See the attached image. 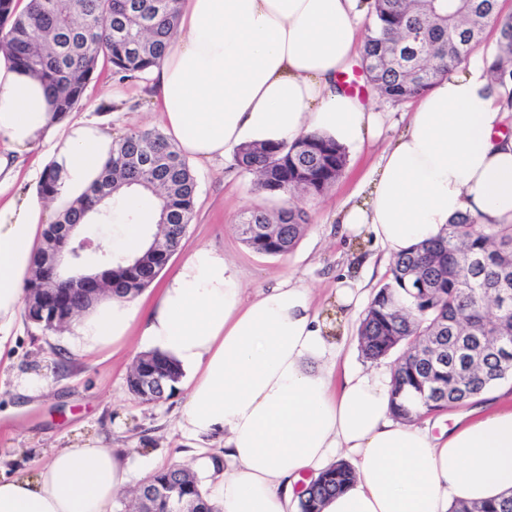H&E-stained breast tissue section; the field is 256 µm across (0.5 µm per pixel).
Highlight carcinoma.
I'll return each instance as SVG.
<instances>
[{
    "instance_id": "obj_1",
    "label": "carcinoma",
    "mask_w": 512,
    "mask_h": 512,
    "mask_svg": "<svg viewBox=\"0 0 512 512\" xmlns=\"http://www.w3.org/2000/svg\"><path fill=\"white\" fill-rule=\"evenodd\" d=\"M181 0H0V51L15 66L37 78L48 90L53 115L66 118L81 101L100 61L120 78L148 74L164 58L174 38ZM360 54L367 63V82L382 97L405 102L425 94L439 79L476 51L485 22L498 30L497 53L487 68L491 82L512 81V17L503 18L498 0H372ZM234 166L256 177L258 190L272 196L301 198L323 195L341 177L346 148L318 133L291 143L244 144ZM60 169L44 170L40 193L56 198ZM140 189L157 198L159 251L145 249L131 258L107 257L112 270V296L134 297L166 266L168 249H178L192 220L198 181L178 147L160 131L130 130L114 142L99 178L66 209L57 224H83L116 191ZM308 223L299 206L275 211L253 209L240 218L241 242L269 256L289 253ZM267 227L264 237L251 226ZM512 296V224L480 227L467 215L448 224L443 235L398 254L389 275L375 293L358 326L364 357L380 360L394 351L391 416L411 423L442 407L460 405L486 392L512 371V308L496 304ZM60 292L42 315L24 309L27 321L43 331H56L92 307L71 310ZM493 338L464 369L456 348L467 328ZM159 374L167 400L183 377L173 358L150 351L140 355L139 370ZM355 480L352 468L336 462L299 496L300 512H321L325 499ZM143 483L163 488L182 502L184 512H218L184 465L160 469ZM451 512H512V495L481 505H455Z\"/></svg>"
}]
</instances>
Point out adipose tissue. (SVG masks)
Returning a JSON list of instances; mask_svg holds the SVG:
<instances>
[{
    "mask_svg": "<svg viewBox=\"0 0 512 512\" xmlns=\"http://www.w3.org/2000/svg\"><path fill=\"white\" fill-rule=\"evenodd\" d=\"M357 0H184L168 53L152 70L168 135L198 163L240 145L312 132L357 145L382 116L339 79L354 53ZM481 62L438 81L375 165L368 189L339 210L343 233L367 228L398 255L466 214L512 224V134ZM0 175L14 156L49 145L61 169L59 207L79 199L112 151L98 124L62 126L39 82L0 52ZM47 215L30 194L0 205V350L18 318L22 286ZM234 266L196 249L165 282L147 316L109 298L74 324L81 355L141 344L192 373L179 427L224 442L207 497L220 512H297L295 484L337 460L357 479L322 512H449L512 494V405L458 416L447 436L393 419L391 383L351 372L335 383V355L291 277L241 303ZM133 482L128 458L104 446L63 448L34 475L0 474V512H114Z\"/></svg>",
    "mask_w": 512,
    "mask_h": 512,
    "instance_id": "1",
    "label": "adipose tissue"
}]
</instances>
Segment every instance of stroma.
<instances>
[{
	"instance_id": "35a3bbf8",
	"label": "stroma",
	"mask_w": 512,
	"mask_h": 512,
	"mask_svg": "<svg viewBox=\"0 0 512 512\" xmlns=\"http://www.w3.org/2000/svg\"><path fill=\"white\" fill-rule=\"evenodd\" d=\"M359 97L391 113L392 125L379 138L348 149L342 176L325 194L302 200L309 224L290 253L256 254L237 232L244 210H275L284 206V198L255 190L252 175L240 173L232 160L197 163L193 169L198 193L188 232L154 283L139 294V302L150 305L186 257L208 247L234 264L246 300L282 278L301 276L312 291L316 315L329 327L338 371L390 368L391 359L373 363L363 357L357 336L363 311L345 313L338 300L340 288L358 286L363 303H370L388 277L390 261L367 231L340 234L334 214L365 190L374 164L402 130V116L413 104L386 101L367 87L361 88ZM70 118L97 121L115 136L135 128L163 127L160 93L152 77L122 81L113 77L106 63L100 64ZM140 353L132 342L113 356L78 355L67 332L44 333L20 320L14 343L0 352V472L30 475L55 449L90 443L128 450L137 471L146 475L178 459L191 466L197 458L220 454L223 441L198 443L179 429L185 391L158 402H144L130 393L127 378ZM31 380L42 381L43 386L30 395L22 387Z\"/></svg>"
}]
</instances>
